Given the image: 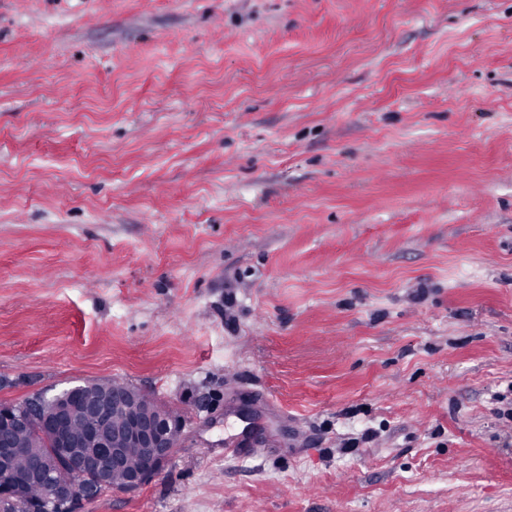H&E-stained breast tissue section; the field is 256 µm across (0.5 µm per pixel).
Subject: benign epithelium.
I'll return each mask as SVG.
<instances>
[{"instance_id":"benign-epithelium-1","label":"benign epithelium","mask_w":512,"mask_h":512,"mask_svg":"<svg viewBox=\"0 0 512 512\" xmlns=\"http://www.w3.org/2000/svg\"><path fill=\"white\" fill-rule=\"evenodd\" d=\"M33 424L52 441L51 455L36 453L19 436ZM182 431L178 417L122 383L89 382L76 393H34L19 408L1 405L0 500L24 488L39 506L70 512L90 491L89 474L109 489L120 474V490L135 491L162 472ZM20 457L28 460L25 471L11 465Z\"/></svg>"}]
</instances>
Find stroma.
Here are the masks:
<instances>
[{
  "instance_id": "35a3bbf8",
  "label": "stroma",
  "mask_w": 512,
  "mask_h": 512,
  "mask_svg": "<svg viewBox=\"0 0 512 512\" xmlns=\"http://www.w3.org/2000/svg\"><path fill=\"white\" fill-rule=\"evenodd\" d=\"M102 380L80 512H512V0H0V404ZM249 425L243 429V431L237 435L236 438L229 440L227 443L224 444V454L228 455L231 454L232 456L239 458V459H245L247 458V455L250 453H254L255 448L248 449L246 448L249 439L259 433V428L257 426H250Z\"/></svg>"
}]
</instances>
